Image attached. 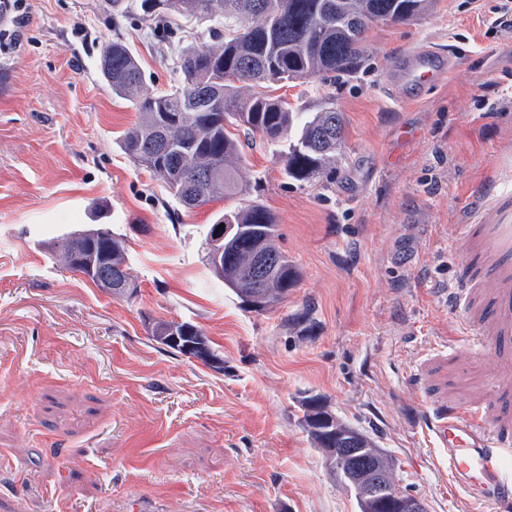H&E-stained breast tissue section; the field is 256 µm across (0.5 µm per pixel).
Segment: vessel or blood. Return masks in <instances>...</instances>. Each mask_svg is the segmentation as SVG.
<instances>
[{"instance_id": "b4317fda", "label": "vessel or blood", "mask_w": 512, "mask_h": 512, "mask_svg": "<svg viewBox=\"0 0 512 512\" xmlns=\"http://www.w3.org/2000/svg\"><path fill=\"white\" fill-rule=\"evenodd\" d=\"M452 63L426 51L407 55L393 67L391 89L406 100L411 89L444 80ZM477 221L468 225L475 241L467 264L457 278L458 290L448 293L472 295L473 268L481 266L492 282V292L463 325L478 343H490L504 376H512V223H502L494 200L475 206ZM501 412L488 420L481 405L456 402L442 407L431 423L438 447L447 451L448 473L455 485L470 497L491 507L492 512H512V396L500 399Z\"/></svg>"}]
</instances>
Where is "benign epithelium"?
Here are the masks:
<instances>
[{"label":"benign epithelium","mask_w":512,"mask_h":512,"mask_svg":"<svg viewBox=\"0 0 512 512\" xmlns=\"http://www.w3.org/2000/svg\"><path fill=\"white\" fill-rule=\"evenodd\" d=\"M310 422L325 427V448L321 453L327 467H333L341 459L351 460L352 473L345 487L358 496L363 504L361 512H427L422 497L393 488L388 472L369 464L380 449L361 428L345 424L333 414L315 413Z\"/></svg>","instance_id":"benign-epithelium-1"}]
</instances>
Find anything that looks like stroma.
I'll return each mask as SVG.
<instances>
[{
    "mask_svg": "<svg viewBox=\"0 0 512 512\" xmlns=\"http://www.w3.org/2000/svg\"><path fill=\"white\" fill-rule=\"evenodd\" d=\"M140 0H28L0 51V512H357L301 418L317 395L397 460L428 512H489L454 493L429 421L450 391L490 402L492 372L450 305L473 191L512 188V13L504 0H430L365 32L356 68L269 85L304 112H343V152L316 184L286 180L272 147L241 134L243 183L274 214L298 270L259 314L206 266L227 200L188 210L119 140L137 122L100 70L130 47L154 94L180 85L183 47L210 25ZM453 52L449 77L397 103L391 65ZM416 131L398 140L399 130ZM124 235L136 296L105 293L46 243L82 224ZM310 308L311 327L293 319ZM197 325L223 370L151 337Z\"/></svg>",
    "mask_w": 512,
    "mask_h": 512,
    "instance_id": "stroma-1",
    "label": "stroma"
}]
</instances>
